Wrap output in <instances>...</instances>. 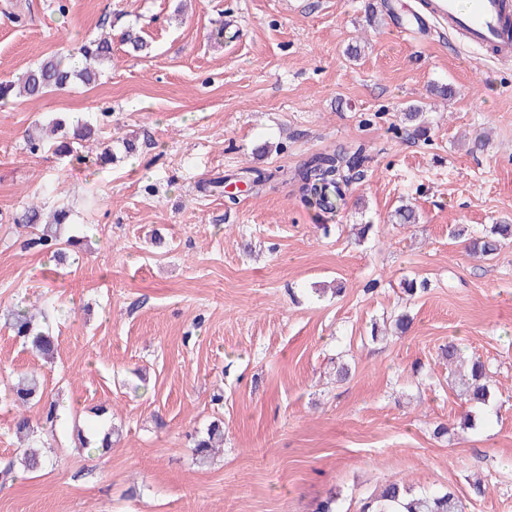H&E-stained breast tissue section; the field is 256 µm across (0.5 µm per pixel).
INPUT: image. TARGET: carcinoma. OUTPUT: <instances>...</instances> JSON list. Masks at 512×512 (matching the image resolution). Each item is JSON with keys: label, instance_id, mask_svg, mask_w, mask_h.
I'll return each mask as SVG.
<instances>
[{"label": "carcinoma", "instance_id": "1", "mask_svg": "<svg viewBox=\"0 0 512 512\" xmlns=\"http://www.w3.org/2000/svg\"><path fill=\"white\" fill-rule=\"evenodd\" d=\"M121 40L131 45L136 52L149 50V44L132 29L121 33ZM112 60V43L105 37L86 39L74 54L52 55L28 68L15 80L0 81V102L8 103L17 94L31 98L42 97L53 91H62L79 81L90 84L98 78L106 62ZM51 132H62V139L52 141L41 135H26V146L30 154L36 155L47 149L62 159L83 163L89 157L91 148L87 142L94 138L97 127L88 121L66 122L54 118L50 122ZM368 157L361 148L353 152H332L313 155L292 174L298 186L303 203L322 211L331 210L345 196L346 189L355 180L364 176V164ZM69 211L58 208L53 220L44 219V207L31 204L15 218L16 223L31 228L34 238L31 245L47 252L58 262L66 261V247H74L79 239L63 237L62 227L69 223ZM512 240V224H493L482 237L473 240V248L485 256L497 253L502 241ZM9 326L14 336L23 345L31 347L43 358L51 359L57 347V340L34 323L33 317L24 308L11 311ZM490 375L485 363L479 357L471 359L470 371L459 376L456 382L457 396L470 407H487L494 400L489 385ZM41 384L36 374L21 378L8 394L9 405L17 410L26 407L31 400L42 397ZM60 401L52 397L44 401L43 419L45 424L55 426L61 421ZM223 434L219 424L212 423L207 430L194 438V455L204 457L213 448L214 440ZM50 460L42 453L40 446L33 442L20 450L0 470V480H14L16 468L26 473L43 470ZM360 512H463L460 498L452 491L417 492L400 480L389 481L379 490L371 493L361 502Z\"/></svg>", "mask_w": 512, "mask_h": 512}]
</instances>
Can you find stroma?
Instances as JSON below:
<instances>
[{
    "instance_id": "obj_1",
    "label": "stroma",
    "mask_w": 512,
    "mask_h": 512,
    "mask_svg": "<svg viewBox=\"0 0 512 512\" xmlns=\"http://www.w3.org/2000/svg\"><path fill=\"white\" fill-rule=\"evenodd\" d=\"M421 2L387 0L371 23L369 0H0V80L112 36L96 83L0 105V460L20 446L3 403L19 375L66 406L53 430L28 408L52 466L0 487V512H312L332 490L358 512L391 480L512 512V242L484 259L451 234L512 224V60L437 24L398 37ZM129 26L151 54L122 42ZM59 115L99 118L114 161L30 154L26 131ZM360 146L368 172L335 213L283 176ZM247 167L273 177L248 187ZM34 200L73 215L84 242L66 265L25 246L14 218ZM404 204L417 223H392ZM414 277L430 286L411 297ZM18 305L43 306L53 364L6 327ZM400 313L405 335L372 339ZM451 338L495 400L448 439L436 425L465 412L438 355ZM102 404L104 456L73 436ZM216 419L224 446L198 463L189 436Z\"/></svg>"
}]
</instances>
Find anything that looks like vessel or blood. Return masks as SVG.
I'll list each match as a JSON object with an SVG mask.
<instances>
[{
    "label": "vessel or blood",
    "instance_id": "b4317fda",
    "mask_svg": "<svg viewBox=\"0 0 512 512\" xmlns=\"http://www.w3.org/2000/svg\"><path fill=\"white\" fill-rule=\"evenodd\" d=\"M429 10L471 44L512 58V0H430Z\"/></svg>",
    "mask_w": 512,
    "mask_h": 512
}]
</instances>
